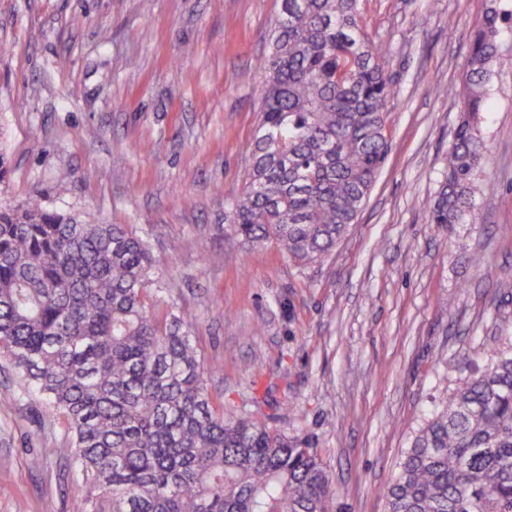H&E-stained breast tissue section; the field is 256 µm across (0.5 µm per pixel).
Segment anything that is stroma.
Returning a JSON list of instances; mask_svg holds the SVG:
<instances>
[{
    "instance_id": "stroma-1",
    "label": "stroma",
    "mask_w": 512,
    "mask_h": 512,
    "mask_svg": "<svg viewBox=\"0 0 512 512\" xmlns=\"http://www.w3.org/2000/svg\"><path fill=\"white\" fill-rule=\"evenodd\" d=\"M279 4L0 0V210L130 225L196 316L225 412L308 439L333 512H386L447 362L512 328V67L482 109L481 223L449 233L427 210L460 105L438 89L464 78L491 0H360L396 91L391 149L357 224L301 266L224 229ZM72 471L62 418L0 397V512H74Z\"/></svg>"
}]
</instances>
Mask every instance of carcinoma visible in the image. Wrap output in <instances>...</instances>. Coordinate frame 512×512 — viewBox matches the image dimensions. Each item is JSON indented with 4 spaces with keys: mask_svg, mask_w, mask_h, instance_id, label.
<instances>
[{
    "mask_svg": "<svg viewBox=\"0 0 512 512\" xmlns=\"http://www.w3.org/2000/svg\"><path fill=\"white\" fill-rule=\"evenodd\" d=\"M360 0H282L261 61L260 119L245 188L224 222L248 248L311 263L341 241L389 148L393 81ZM512 10L474 31L432 224L479 223L487 151L480 107ZM147 240L38 205L0 213V355L20 392L66 422L76 512H331L316 450L211 397L197 320L171 304ZM446 401L420 421L387 487V512H512V333L483 364L448 362Z\"/></svg>",
    "mask_w": 512,
    "mask_h": 512,
    "instance_id": "cac0c4a2",
    "label": "carcinoma"
}]
</instances>
